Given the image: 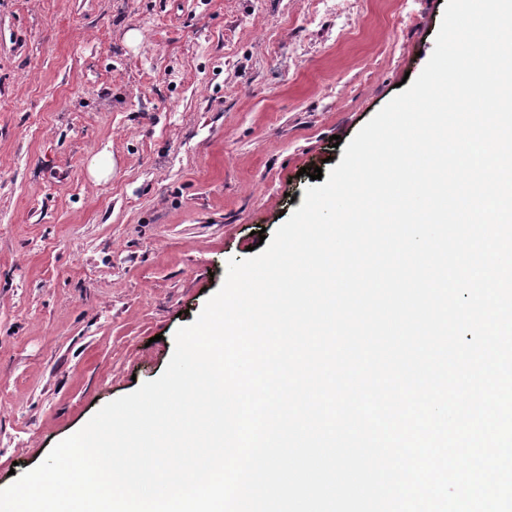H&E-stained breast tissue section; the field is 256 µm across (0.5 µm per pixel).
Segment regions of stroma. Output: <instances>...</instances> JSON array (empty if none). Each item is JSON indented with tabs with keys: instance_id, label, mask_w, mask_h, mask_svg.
Here are the masks:
<instances>
[{
	"instance_id": "1",
	"label": "stroma",
	"mask_w": 512,
	"mask_h": 512,
	"mask_svg": "<svg viewBox=\"0 0 512 512\" xmlns=\"http://www.w3.org/2000/svg\"><path fill=\"white\" fill-rule=\"evenodd\" d=\"M444 10L0 0L1 488L162 375L228 260L301 207L305 168L419 75Z\"/></svg>"
}]
</instances>
